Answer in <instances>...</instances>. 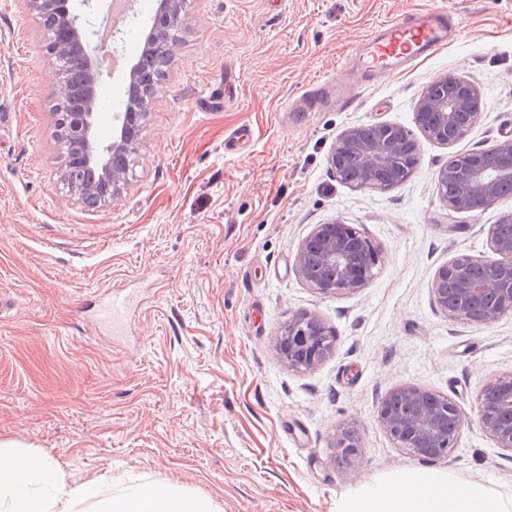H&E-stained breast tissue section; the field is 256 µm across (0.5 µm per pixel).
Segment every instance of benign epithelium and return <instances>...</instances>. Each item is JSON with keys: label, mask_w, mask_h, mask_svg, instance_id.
Masks as SVG:
<instances>
[{"label": "benign epithelium", "mask_w": 512, "mask_h": 512, "mask_svg": "<svg viewBox=\"0 0 512 512\" xmlns=\"http://www.w3.org/2000/svg\"><path fill=\"white\" fill-rule=\"evenodd\" d=\"M45 29L59 39L48 44L61 58L71 47L81 49L77 72L59 70L56 94L74 97L55 113L57 137L64 154V180L76 200L98 206L118 199L127 183L129 163L138 150L139 122L157 92L143 96L142 66L129 71L127 107L122 124L106 143L97 137V85L101 78L98 57L84 51L87 29L79 24L70 0H28ZM182 0H160L164 27L153 26L142 51H171L178 30ZM481 94L466 79L448 73L437 78L419 99L415 123L430 141L451 145L464 137L480 116ZM420 144L401 126L378 124L346 129L337 139L330 163L341 182L356 187L388 190L403 184L411 174ZM441 199L451 212L483 211L512 190V139L467 154H458L437 172ZM512 212L488 225L493 256L456 257L440 266L431 282L434 304L452 323L492 324L512 313ZM381 251L356 228L334 221L317 224L301 242L295 258L298 277L321 293L357 292L373 279ZM275 344L288 366L313 371L332 353L335 339L316 315L296 313L275 333ZM478 424L496 446L512 452V373L491 379L477 398ZM470 418L446 395L416 385L391 389L377 414L379 427L399 448L415 456L439 459L457 448ZM335 462L348 475L359 461L358 439L346 429L336 430L332 444Z\"/></svg>", "instance_id": "obj_1"}]
</instances>
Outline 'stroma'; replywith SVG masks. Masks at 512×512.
<instances>
[{
	"instance_id": "obj_1",
	"label": "stroma",
	"mask_w": 512,
	"mask_h": 512,
	"mask_svg": "<svg viewBox=\"0 0 512 512\" xmlns=\"http://www.w3.org/2000/svg\"><path fill=\"white\" fill-rule=\"evenodd\" d=\"M156 0H133L99 50L97 131L109 140L128 70ZM442 11L460 30L414 63L363 80L367 37L406 14ZM26 0H0V440L48 453L70 484L132 473L210 497L222 512H337L362 482L422 460L377 424L385 394L422 386L475 413L486 382L512 372V314L451 323L430 291L448 260L490 255L482 227L512 197L449 212L436 173L453 156L512 138V0H186L161 92L141 121L118 200L88 208L61 180L56 59ZM354 83L350 106L299 112L310 81ZM482 93L478 123L455 144L422 140L401 186L340 182L329 157L353 126L415 130L437 76ZM353 225L382 251L369 284L319 293L295 271L318 224ZM153 284L134 335L83 327L104 286ZM335 337L314 371L290 368L275 332L296 313ZM360 441L347 476L337 427ZM432 468L512 496V453L472 424Z\"/></svg>"
}]
</instances>
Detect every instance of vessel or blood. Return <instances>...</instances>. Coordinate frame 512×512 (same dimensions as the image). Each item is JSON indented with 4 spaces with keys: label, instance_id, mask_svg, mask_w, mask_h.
Instances as JSON below:
<instances>
[{
    "label": "vessel or blood",
    "instance_id": "1",
    "mask_svg": "<svg viewBox=\"0 0 512 512\" xmlns=\"http://www.w3.org/2000/svg\"><path fill=\"white\" fill-rule=\"evenodd\" d=\"M451 28L449 16L442 12H427L388 23L371 42L370 57L362 64L363 74L372 76L387 60L411 61L444 46ZM352 94V86L339 79L311 86L300 96L299 103L303 111L311 112L329 98L340 103L349 102ZM139 305L140 301L134 292L118 288L106 290L103 298L93 304V326L113 336L125 335L130 315Z\"/></svg>",
    "mask_w": 512,
    "mask_h": 512
}]
</instances>
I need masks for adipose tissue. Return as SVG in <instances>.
Masks as SVG:
<instances>
[{
	"mask_svg": "<svg viewBox=\"0 0 512 512\" xmlns=\"http://www.w3.org/2000/svg\"><path fill=\"white\" fill-rule=\"evenodd\" d=\"M0 512H220L215 503L183 488L126 474L100 484L68 486L54 459L0 442ZM339 512H512V497L464 482L442 469L409 468L363 483Z\"/></svg>",
	"mask_w": 512,
	"mask_h": 512,
	"instance_id": "ef3b65f1",
	"label": "adipose tissue"
}]
</instances>
